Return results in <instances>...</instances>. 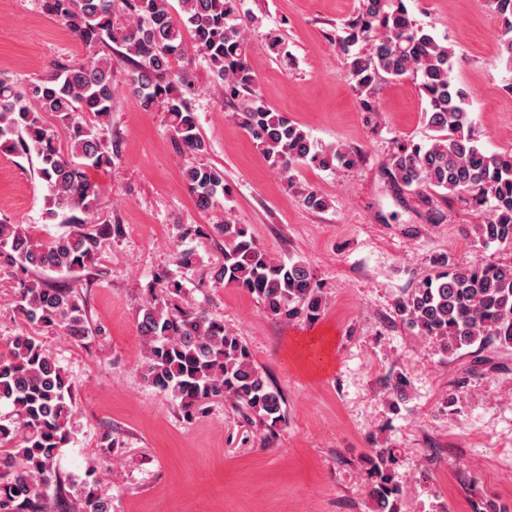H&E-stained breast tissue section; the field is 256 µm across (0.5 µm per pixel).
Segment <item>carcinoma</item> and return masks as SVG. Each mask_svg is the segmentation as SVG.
Segmentation results:
<instances>
[{
  "instance_id": "obj_1",
  "label": "carcinoma",
  "mask_w": 512,
  "mask_h": 512,
  "mask_svg": "<svg viewBox=\"0 0 512 512\" xmlns=\"http://www.w3.org/2000/svg\"><path fill=\"white\" fill-rule=\"evenodd\" d=\"M42 0L45 13L62 21L77 41L93 50L113 43L131 64L125 86L143 111L161 110L184 157L182 177L196 205L216 207L230 194L224 172L209 164L208 146L180 85L185 37L207 62L210 88L234 103L240 124L267 164L281 173L288 190L311 210L329 207L319 191L303 187V166L333 170L351 165V153L318 144L255 88L248 65L249 28L240 21V0ZM501 21L498 57L512 72V0H486ZM347 76L361 93L378 80L412 77L426 103V142H396L386 172L398 192L429 204L445 191L484 214L471 225L478 242L512 246V155L489 154L475 135L469 94L454 81L453 50L413 23L404 0H361L344 26ZM112 57L93 54L78 64L59 63L22 86L0 79V152L35 156L46 184L47 217L65 227L47 242L25 224L0 222V271L18 276L16 311L34 328L74 343L88 338V312L79 288L93 279L104 245L118 224H98L100 189L88 170L112 165L114 151L105 125L112 113ZM63 121L66 147L43 116ZM224 240V260L210 268L209 282L232 285L256 296L264 311L289 319L318 318L324 307L318 285L301 261L272 257L246 224L230 220L208 231L177 225L173 262L190 269L197 254L186 240L202 234ZM56 273L62 280L45 278ZM182 281L167 270L155 275L136 314L145 384L166 393L184 418L193 419L216 400H229L272 428L285 417L284 399L257 367L242 338L201 305L185 307ZM396 314L418 335L433 339L445 354L478 345L512 348V265L485 261L450 267L438 262L396 303ZM0 512H45L44 490L63 479L55 462L72 442L77 404L73 384L43 339L27 331L0 340ZM366 463L376 475L369 495L375 512H395L400 495L391 474L394 458L373 448ZM60 512H112V499L85 480L60 500Z\"/></svg>"
}]
</instances>
